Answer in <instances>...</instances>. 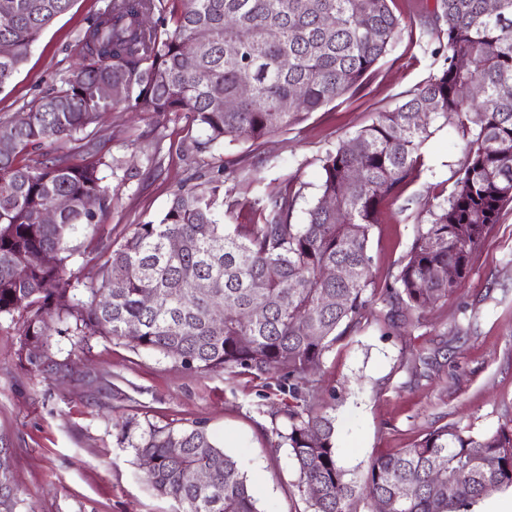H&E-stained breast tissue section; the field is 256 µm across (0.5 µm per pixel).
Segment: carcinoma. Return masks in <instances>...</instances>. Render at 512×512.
<instances>
[{"label":"carcinoma","mask_w":512,"mask_h":512,"mask_svg":"<svg viewBox=\"0 0 512 512\" xmlns=\"http://www.w3.org/2000/svg\"><path fill=\"white\" fill-rule=\"evenodd\" d=\"M393 0H108L82 38V64L35 99L29 112L0 121V317L16 318L18 357L57 374L67 364L41 353L54 325L83 336L171 355L201 372L284 373L292 392L309 382L323 356L367 320L368 246L381 204L421 179L423 147L450 127L465 142L448 194L424 200L416 234L384 301L403 327L448 299L473 254L512 204V0H437L419 34L439 42L443 64L401 105L340 142L321 160L316 201L306 222L291 219L301 190L290 181L248 201L252 223L224 229V166L182 184L157 221L139 224L91 276L88 305L71 296L68 239L111 208L105 169L120 165L88 150L82 164L62 158L35 165L20 157L75 136L116 106L130 112L187 113L207 142H257L336 100L355 94L405 30ZM73 0H0V89ZM112 85V96L105 94ZM236 101L231 109L219 103ZM288 107H283V103ZM70 206L52 223L55 197ZM98 200L89 211L85 202ZM179 239L177 252L167 249ZM53 255V261L44 257ZM457 270L448 279V267ZM349 267V279H327ZM154 304L146 306L143 298ZM224 306L220 323L211 308ZM135 325L138 334L126 331ZM278 437L292 448L302 485L320 496L311 512H355L363 495L384 512H466L512 486V423L473 435L443 425L408 448L376 457L363 486L336 461L326 414L288 407ZM154 489L180 512H259L237 462L202 426L152 427L132 444ZM187 471L204 477L185 483ZM406 495H399L403 485ZM12 512L10 449L0 448V506Z\"/></svg>","instance_id":"carcinoma-1"}]
</instances>
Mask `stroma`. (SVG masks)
Instances as JSON below:
<instances>
[{"label":"stroma","instance_id":"obj_1","mask_svg":"<svg viewBox=\"0 0 512 512\" xmlns=\"http://www.w3.org/2000/svg\"><path fill=\"white\" fill-rule=\"evenodd\" d=\"M107 0H74L43 32L13 81L0 90V120H16L32 101L79 66L81 37ZM436 41L402 37L363 88L260 142L207 144L185 113L103 114L96 142L124 174L107 176L112 207L102 222L69 241L68 272L81 299L89 273L136 225L158 218L182 182L224 166V193L250 199L301 186L294 223L318 195L326 152L394 110L443 64ZM465 143L449 128L424 147L427 169L396 200L385 201L370 240L377 297L362 326L325 353L307 401L335 427L338 464L364 482L372 460L407 447L435 428L477 435L512 420V208L475 251L468 277L420 323L391 321L383 297L416 232L408 210L450 186ZM16 325L0 318V445L10 448L15 512H179L150 484L123 422L139 429L205 427L233 456L260 512H310L290 448L285 414L299 400L283 374L201 372L152 350L103 336L51 334L47 353L70 362L68 376L31 370L17 356Z\"/></svg>","mask_w":512,"mask_h":512}]
</instances>
